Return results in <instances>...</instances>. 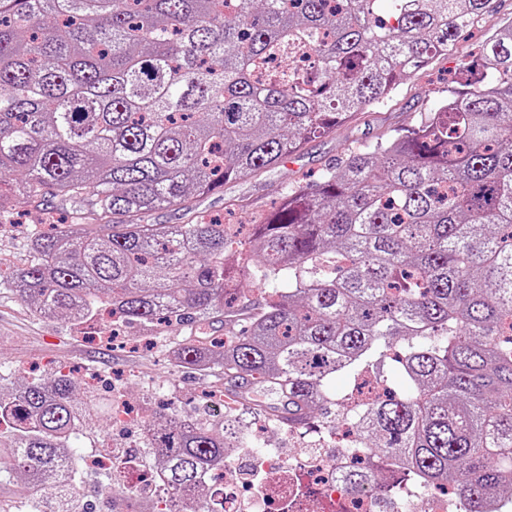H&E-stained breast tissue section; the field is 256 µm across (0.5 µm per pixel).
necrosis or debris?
<instances>
[{"mask_svg": "<svg viewBox=\"0 0 512 512\" xmlns=\"http://www.w3.org/2000/svg\"><path fill=\"white\" fill-rule=\"evenodd\" d=\"M356 434L347 420H340L330 445L341 450L340 459L331 461L325 450L282 455L276 448L252 449L247 461L228 456L224 459V512H448L449 498L435 492L429 495L409 492L393 508L368 492H352L342 473L346 459L357 456ZM83 465L91 469H112L133 475V486L141 498L156 497L159 480L155 472L139 471L130 455L106 459L85 456Z\"/></svg>", "mask_w": 512, "mask_h": 512, "instance_id": "1", "label": "necrosis or debris"}]
</instances>
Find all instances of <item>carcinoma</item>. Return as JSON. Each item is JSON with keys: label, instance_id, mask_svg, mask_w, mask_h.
I'll return each mask as SVG.
<instances>
[{"label": "carcinoma", "instance_id": "1", "mask_svg": "<svg viewBox=\"0 0 512 512\" xmlns=\"http://www.w3.org/2000/svg\"><path fill=\"white\" fill-rule=\"evenodd\" d=\"M492 0H0V214L38 196L78 224L33 234L10 270L34 314L81 325H188L176 365L224 374V421L178 407L143 448L170 504L224 512V454L265 448L263 420L329 430L352 419V491L400 496L369 460L462 512L512 503V17L484 72L421 121L351 146L239 237L198 198L257 177L390 99ZM176 206L185 224H147ZM273 285L239 332L243 282ZM220 323L231 336L209 335ZM393 358L404 381L349 409L330 380ZM112 410L70 375L4 383L0 474L25 512H95L72 448Z\"/></svg>", "mask_w": 512, "mask_h": 512}]
</instances>
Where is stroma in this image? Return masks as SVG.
I'll return each instance as SVG.
<instances>
[{"label": "stroma", "instance_id": "35a3bbf8", "mask_svg": "<svg viewBox=\"0 0 512 512\" xmlns=\"http://www.w3.org/2000/svg\"><path fill=\"white\" fill-rule=\"evenodd\" d=\"M494 3V11L479 25L461 32L453 53L434 58L383 105L357 115L329 136L310 141L300 153L259 177L243 179L226 186L223 192L201 198L200 212L220 214L227 199L242 198L248 206L235 221L254 223L278 205L288 185L314 181L344 156L347 146L372 143L378 136L415 125L422 112L444 96L460 63L477 60L487 32L502 19L512 17V0ZM52 217V212L36 201L1 215L0 259L13 268L26 264L32 233ZM110 332L101 321L74 326L61 319L35 316L11 289L0 287V374L11 379L34 367L45 376L77 370L97 379L100 396H121L145 411L144 416L127 421L87 426L77 443L80 457L140 446L146 421L173 406L192 414L204 413V393L224 388L222 379L206 378L173 365L169 352L178 348L186 335L181 326L169 327L163 335L151 338L132 328L125 343L114 345L102 341ZM103 479V471L86 469L76 482L77 491L95 501L96 512H140L142 504L132 500L134 488L127 480L117 478L105 490L101 487Z\"/></svg>", "mask_w": 512, "mask_h": 512}]
</instances>
